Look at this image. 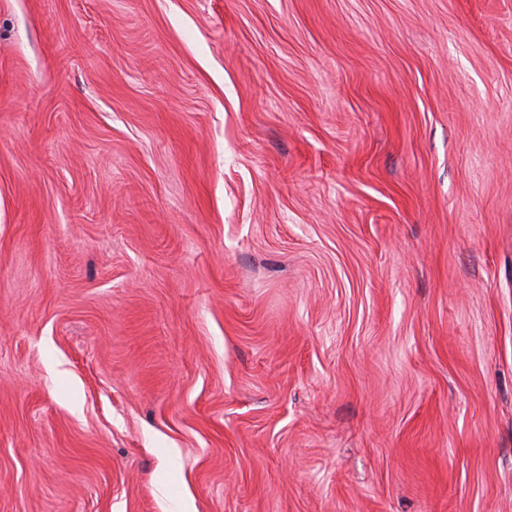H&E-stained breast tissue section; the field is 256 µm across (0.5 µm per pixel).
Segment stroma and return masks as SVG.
<instances>
[{
	"label": "stroma",
	"mask_w": 512,
	"mask_h": 512,
	"mask_svg": "<svg viewBox=\"0 0 512 512\" xmlns=\"http://www.w3.org/2000/svg\"><path fill=\"white\" fill-rule=\"evenodd\" d=\"M512 512V0H0V512Z\"/></svg>",
	"instance_id": "1"
}]
</instances>
